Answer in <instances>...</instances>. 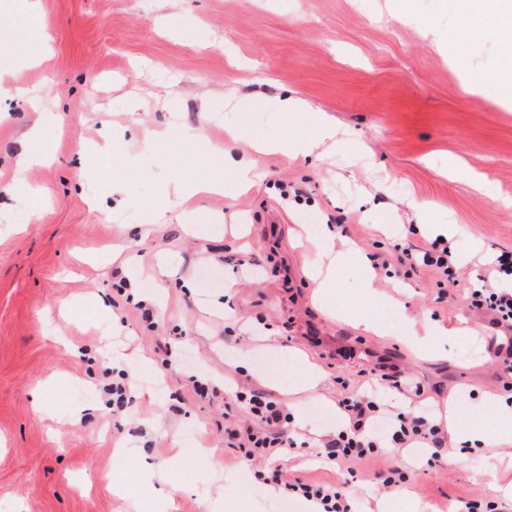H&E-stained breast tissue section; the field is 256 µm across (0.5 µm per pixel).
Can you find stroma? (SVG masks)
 Instances as JSON below:
<instances>
[{
	"label": "stroma",
	"instance_id": "1",
	"mask_svg": "<svg viewBox=\"0 0 512 512\" xmlns=\"http://www.w3.org/2000/svg\"><path fill=\"white\" fill-rule=\"evenodd\" d=\"M399 2L36 0L53 49L32 68L13 53L35 36L23 0H0V52L14 56V82L42 99L38 110L0 101V512H140L168 494L170 468L174 512H307L257 481L262 462L236 460L224 426L248 415L197 397L193 374L280 400L310 442L291 455L289 477L349 483L365 512H461L470 500L512 512L488 477L512 463V444L494 440L492 404L512 398V374L492 353L489 315L467 300L472 270L512 252V92L492 78L505 65L495 42L447 43L396 20ZM286 94L306 112H279ZM314 111L344 148L258 155L262 179L237 190L225 155L311 136ZM46 112L56 115L43 126L47 160L22 198L13 173ZM106 144L121 190L100 195L88 178ZM454 156L465 167L456 175ZM212 172L224 192L196 198L194 226L149 225L140 200ZM310 218L329 226L337 250L385 255L390 269L346 260L331 297L317 299V250L297 238ZM425 224L456 225L457 285L397 263L395 243L429 245ZM251 257L262 271L237 266ZM116 269L153 305V322L113 288ZM391 309L443 326L463 317L475 333L420 354L390 328L360 327ZM298 356L321 372L316 390L283 389ZM396 369L487 441L435 461L419 448L388 453L346 478L314 449L341 423L329 405L369 372ZM121 374L132 390L116 411L102 388ZM395 467L406 493L381 484Z\"/></svg>",
	"mask_w": 512,
	"mask_h": 512
}]
</instances>
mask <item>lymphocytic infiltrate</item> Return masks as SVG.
Returning <instances> with one entry per match:
<instances>
[{"mask_svg": "<svg viewBox=\"0 0 512 512\" xmlns=\"http://www.w3.org/2000/svg\"><path fill=\"white\" fill-rule=\"evenodd\" d=\"M400 262L430 268L440 284L456 283L458 265L448 241L438 239L430 247L418 250L399 244ZM471 308L491 313L495 324L512 329V289L492 288L487 277H478L469 290ZM391 391L413 398L409 409L387 404L383 393ZM424 394L422 386L398 375H381L377 387L367 389L356 398L339 400L338 407L346 416L344 428L324 445L327 461L340 468L392 449L426 448L431 458H441L448 447V436L441 421L431 418L417 406ZM236 404L245 406L249 422L245 426H228L224 440L236 450L240 461L265 460L266 466L257 475L265 485H273L289 495L316 504L320 512H354V501L343 487L289 479L281 464L284 455L297 448L298 442L288 432L289 414L268 394L257 390L234 393Z\"/></svg>", "mask_w": 512, "mask_h": 512, "instance_id": "f902f5d3", "label": "lymphocytic infiltrate"}]
</instances>
